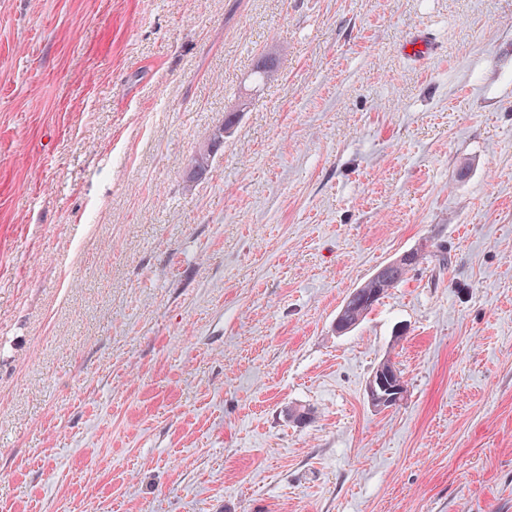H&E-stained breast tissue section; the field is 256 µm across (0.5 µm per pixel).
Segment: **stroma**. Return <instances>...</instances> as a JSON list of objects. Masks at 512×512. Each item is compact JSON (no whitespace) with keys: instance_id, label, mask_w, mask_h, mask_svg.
<instances>
[{"instance_id":"obj_1","label":"stroma","mask_w":512,"mask_h":512,"mask_svg":"<svg viewBox=\"0 0 512 512\" xmlns=\"http://www.w3.org/2000/svg\"><path fill=\"white\" fill-rule=\"evenodd\" d=\"M0 512H512V0H0ZM206 143L204 141L191 158L187 172L189 181H198L210 172L214 151L209 150ZM409 254L410 252L403 254L397 259L402 263H389L359 288L351 291L337 313L336 319L340 317L355 327L359 325L385 293L390 288H395L403 280L408 269L419 263L422 258L421 253L415 250L411 252L408 261H404ZM393 373H395L394 364L391 361L385 360L380 363L370 377L366 393L368 402L372 407L385 409L392 407L400 401L404 392V387L402 385H398L395 388L388 390L384 385V377L392 375Z\"/></svg>"}]
</instances>
